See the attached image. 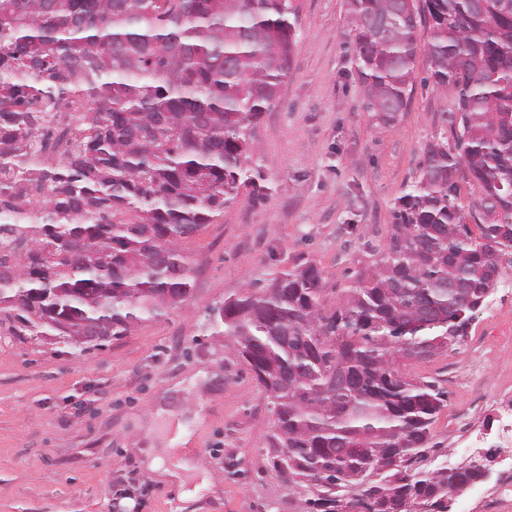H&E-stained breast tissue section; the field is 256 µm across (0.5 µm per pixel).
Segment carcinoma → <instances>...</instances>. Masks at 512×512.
<instances>
[{
    "instance_id": "obj_1",
    "label": "carcinoma",
    "mask_w": 512,
    "mask_h": 512,
    "mask_svg": "<svg viewBox=\"0 0 512 512\" xmlns=\"http://www.w3.org/2000/svg\"><path fill=\"white\" fill-rule=\"evenodd\" d=\"M295 0H0V311L85 353L192 296L183 243L242 187L292 67ZM357 72L384 124L426 65L451 92L453 142L426 145L385 243L331 303L312 263L207 322L253 374L273 424V512H451L431 426L447 393L411 377L463 341L512 251V0H348ZM78 104L50 147L46 106ZM35 186L39 207L10 190ZM477 192L464 210L463 185Z\"/></svg>"
}]
</instances>
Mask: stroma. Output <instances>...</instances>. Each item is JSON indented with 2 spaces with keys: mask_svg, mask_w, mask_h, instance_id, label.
<instances>
[{
  "mask_svg": "<svg viewBox=\"0 0 512 512\" xmlns=\"http://www.w3.org/2000/svg\"><path fill=\"white\" fill-rule=\"evenodd\" d=\"M296 2L294 67L254 139L255 185L184 244L192 297L85 353L0 313V512H265L285 495L261 456L267 401L206 330V310L305 263L336 301L368 263L367 245L383 243L453 107L421 59L405 111L376 121L352 63L346 0ZM481 339L470 333L407 367L448 393L432 434L455 465L466 457L448 414L469 395L449 381V363L481 362L490 383L512 357L483 353Z\"/></svg>",
  "mask_w": 512,
  "mask_h": 512,
  "instance_id": "1",
  "label": "stroma"
}]
</instances>
